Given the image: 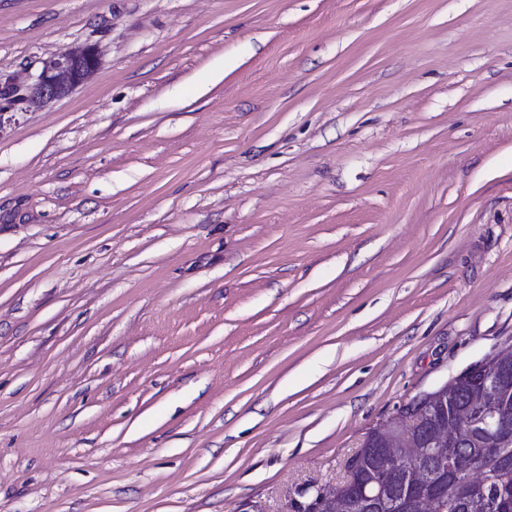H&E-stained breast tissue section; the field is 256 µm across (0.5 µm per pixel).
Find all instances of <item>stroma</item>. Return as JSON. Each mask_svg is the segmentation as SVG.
<instances>
[{
    "label": "stroma",
    "mask_w": 512,
    "mask_h": 512,
    "mask_svg": "<svg viewBox=\"0 0 512 512\" xmlns=\"http://www.w3.org/2000/svg\"><path fill=\"white\" fill-rule=\"evenodd\" d=\"M0 512H292L512 341V0H0ZM98 67L97 51L94 46L87 45L78 50L62 51L47 62L26 94L19 93L12 77L2 78L0 75V115L15 112L20 105L25 106L21 109L38 107L65 97L91 78ZM503 354L498 356L492 354L485 357L459 375L452 377L449 381L447 380L436 392L418 396L416 399L407 402L404 405L405 409L399 415L393 417L383 428L371 432L372 439L381 440L386 444V448H403L405 434L401 431L400 426L396 425V421L405 427L414 426L417 422L418 414L425 406L431 408L438 403H445V400L448 402L454 396L457 385L464 381L474 370L487 369L493 361L499 359ZM484 388L485 377L481 373L471 376L459 386V389L466 395L468 403L477 409L484 405ZM446 391H448L447 398L444 394Z\"/></svg>",
    "instance_id": "1"
}]
</instances>
